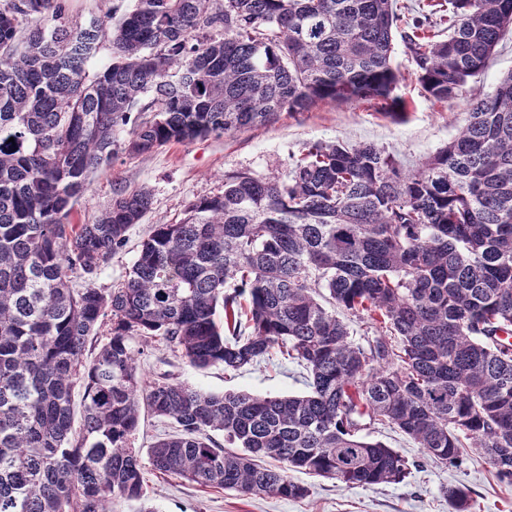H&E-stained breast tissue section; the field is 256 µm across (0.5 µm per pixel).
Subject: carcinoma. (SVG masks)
Wrapping results in <instances>:
<instances>
[{"mask_svg": "<svg viewBox=\"0 0 512 512\" xmlns=\"http://www.w3.org/2000/svg\"><path fill=\"white\" fill-rule=\"evenodd\" d=\"M394 4L135 0L81 26L67 0L0 3V512L145 498L132 446L143 408L172 421L149 448L153 469L205 488L300 499L293 472L398 483L410 463L369 439L378 425L445 464L472 448L512 481V343L500 339L512 334V72L470 98L467 123L415 169L338 141L279 176L224 175L222 193L152 225L109 292L94 276L150 192L119 189L93 223H73L123 132L143 156L322 102L404 113ZM436 13L418 8L402 40L425 94L445 102L486 68L512 0H448L444 39ZM44 14L52 25L19 32V17ZM105 40L112 60L92 73ZM338 309L377 337L355 343ZM160 344L196 369L278 349L305 368L307 392L149 380L138 355ZM444 495L470 512L465 489Z\"/></svg>", "mask_w": 512, "mask_h": 512, "instance_id": "1", "label": "carcinoma"}]
</instances>
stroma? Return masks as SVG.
I'll return each mask as SVG.
<instances>
[{
    "mask_svg": "<svg viewBox=\"0 0 512 512\" xmlns=\"http://www.w3.org/2000/svg\"><path fill=\"white\" fill-rule=\"evenodd\" d=\"M393 65L400 76L397 89L408 108L394 118L359 105L320 103L306 112L282 113L273 123L172 143L148 157L117 150L111 162L92 176L90 189L74 205V219L92 222L112 200L116 190L148 188L152 205L129 242L96 275L97 287L111 290L121 281L137 255V246L150 225L172 224L184 216L186 206L198 198L220 193L225 175L251 172L279 175L309 145L340 141L348 145L373 143L412 168L445 147L466 117L468 100L485 93L512 71V32L496 47L486 69L470 79L462 94L436 105L422 90L416 66L403 44H396ZM139 365L148 377L171 375L204 390L222 393L245 391L258 395L300 394L305 390L301 369L280 353L237 371L217 366L198 370L176 359L165 347L145 351ZM408 460L418 462L403 482L348 487L334 480L297 474L309 493L302 499L255 497L234 491L202 488L174 475L146 473L148 502H121L116 512H452L443 490L465 488L471 512H512V483L500 482L494 468L477 452L464 453L461 464L433 461L425 450L397 429L380 427L372 434Z\"/></svg>",
    "mask_w": 512,
    "mask_h": 512,
    "instance_id": "1",
    "label": "stroma"
}]
</instances>
